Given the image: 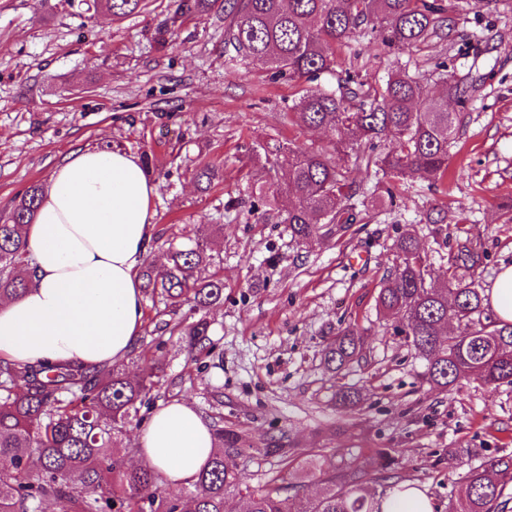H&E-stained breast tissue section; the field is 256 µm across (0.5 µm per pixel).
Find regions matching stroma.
<instances>
[{"mask_svg":"<svg viewBox=\"0 0 512 512\" xmlns=\"http://www.w3.org/2000/svg\"><path fill=\"white\" fill-rule=\"evenodd\" d=\"M174 0H144L123 18L83 0H0V212L32 183H48L56 166L86 147L150 155L155 231L190 234L219 225L207 238L223 260L224 302L210 310V353L189 355L177 339L155 348L165 315L143 304L137 338L143 357L126 367L158 364L163 376L141 407V422L162 404L185 400L241 432L250 449L238 460L250 490L287 486L303 497L319 484L282 468L262 450L284 438L351 467L374 470V449L393 461L375 491L415 483L432 512H448L465 490L462 475L485 458L512 453V384L477 380L441 391L424 380L426 362L379 311L376 298L398 263L397 238L414 233L428 256V283L444 286L448 252L470 241L485 254L475 286L490 288L512 264V0L488 10L461 0L467 42H436L395 57L378 40L332 46L337 73L358 72L375 85L393 59L408 73L444 59L452 78L471 76L481 89L469 105L445 178L394 185L392 209H371L341 236L307 247L285 225L261 224L247 202L255 180L283 187L284 171L261 175L249 147L290 144L332 153L325 133L291 125L288 107L301 84L271 80L258 65L229 60L224 16L172 22ZM220 170L208 191L197 163ZM444 214L442 228L430 217ZM465 215L464 230L454 220ZM365 340L358 362L327 370L323 353L337 329ZM354 404L336 400L340 388Z\"/></svg>","mask_w":512,"mask_h":512,"instance_id":"35a3bbf8","label":"stroma"}]
</instances>
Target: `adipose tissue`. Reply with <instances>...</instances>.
I'll return each instance as SVG.
<instances>
[{
	"instance_id": "ef3b65f1",
	"label": "adipose tissue",
	"mask_w": 512,
	"mask_h": 512,
	"mask_svg": "<svg viewBox=\"0 0 512 512\" xmlns=\"http://www.w3.org/2000/svg\"><path fill=\"white\" fill-rule=\"evenodd\" d=\"M157 190L139 157L121 150H80L56 167L29 227V286L0 301L1 357L83 367L128 359L143 325L139 271ZM138 446L140 462L176 489L194 480L214 436L191 403L173 401L155 410Z\"/></svg>"
}]
</instances>
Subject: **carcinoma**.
I'll list each match as a JSON object with an SVG mask.
<instances>
[{
	"mask_svg": "<svg viewBox=\"0 0 512 512\" xmlns=\"http://www.w3.org/2000/svg\"><path fill=\"white\" fill-rule=\"evenodd\" d=\"M143 0H100L112 15L136 14ZM224 12V46L231 59L258 64L274 79L311 81L335 74L328 49L356 36L377 39L395 55L433 39L453 44L466 37L449 16L445 0H177L173 21ZM446 65L428 74L391 71L385 82L367 85L356 72L337 78V88H306L289 116L300 126L322 129L334 141L335 155L288 148L286 210L265 215L285 224L291 240L309 244L347 232L357 220L361 190L349 178L348 158L357 167H375L402 180L417 175L429 182L448 171V147L463 125L477 80L448 79ZM444 84L430 94L428 80ZM281 146L252 149L250 161L274 169L271 156ZM200 190L218 178L209 165L196 169ZM44 189L32 184L0 217V296L19 297L33 275L27 227L35 219ZM163 262L148 261L140 271L153 305L176 314L183 306L198 319L180 330L189 351L207 350L211 322L207 311L224 302L221 258L209 252L204 233L164 241ZM400 263L380 288L377 302L402 324L415 351L427 362V382L447 390L471 377L489 385L512 384V323L486 312L484 295L474 287L483 263L477 248L463 243L448 256L447 284H427V258L411 235L399 238ZM456 321L448 331V318ZM363 340L353 327L337 330L326 346L324 364L339 372L358 359ZM163 374L151 366L138 375L114 365L74 370L62 365H29L0 359V512H42L52 501L58 512H225L226 498H239L240 512H294L296 498L277 485L255 493L244 484L236 458L245 437L212 428L217 449L195 479L180 492L161 488V475L149 466L131 467L119 448L126 428L139 421L140 407ZM288 466L292 455L280 442L263 449ZM305 476H319L320 492L301 512H381L380 500L365 493L379 472L350 471L319 451L298 459ZM464 495L450 512H507L512 503V455L487 458L464 474Z\"/></svg>",
	"mask_w": 512,
	"mask_h": 512,
	"instance_id": "cac0c4a2",
	"label": "carcinoma"
}]
</instances>
